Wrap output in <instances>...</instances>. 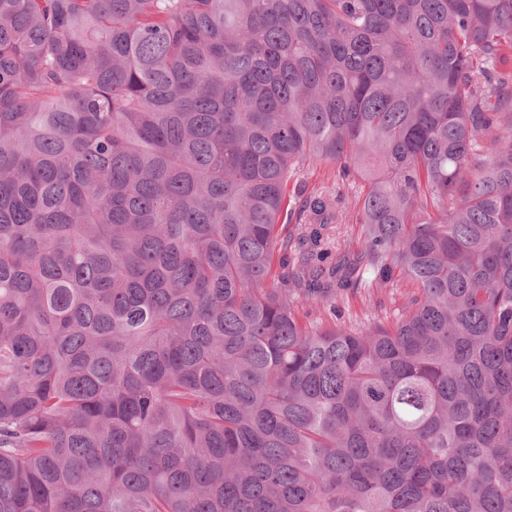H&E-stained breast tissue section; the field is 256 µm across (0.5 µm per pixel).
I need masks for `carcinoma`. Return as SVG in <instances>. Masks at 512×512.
<instances>
[{
  "label": "carcinoma",
  "mask_w": 512,
  "mask_h": 512,
  "mask_svg": "<svg viewBox=\"0 0 512 512\" xmlns=\"http://www.w3.org/2000/svg\"><path fill=\"white\" fill-rule=\"evenodd\" d=\"M0 512H512V0H0ZM364 189L363 182L350 173L343 177L339 164L334 162H320L305 164L299 175L288 183V199H290L287 213L281 216L280 224H288V231H294L292 248L284 251L278 245L275 250L271 277L281 285L288 284V275H291L294 258L298 251L295 242L297 234H308L312 227L321 228L322 238L316 242L309 237L304 247L314 254L315 263L325 268L334 266L336 259L343 253L356 251L360 247L359 208L360 196ZM314 194L327 195L336 204L340 214V224H298V210L295 203L302 197ZM396 280L394 285H386L383 288H359L349 290L340 297L337 306L347 322L353 325H367L375 320H390L396 313V308L411 294L415 285L398 270L394 273Z\"/></svg>",
  "instance_id": "carcinoma-1"
}]
</instances>
